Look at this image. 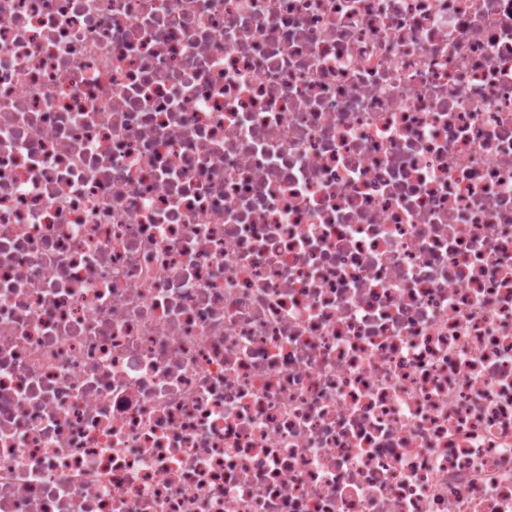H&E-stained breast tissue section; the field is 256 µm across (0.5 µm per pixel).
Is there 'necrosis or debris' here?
<instances>
[{
	"instance_id": "1",
	"label": "necrosis or debris",
	"mask_w": 512,
	"mask_h": 512,
	"mask_svg": "<svg viewBox=\"0 0 512 512\" xmlns=\"http://www.w3.org/2000/svg\"><path fill=\"white\" fill-rule=\"evenodd\" d=\"M0 512H512V0H0Z\"/></svg>"
}]
</instances>
